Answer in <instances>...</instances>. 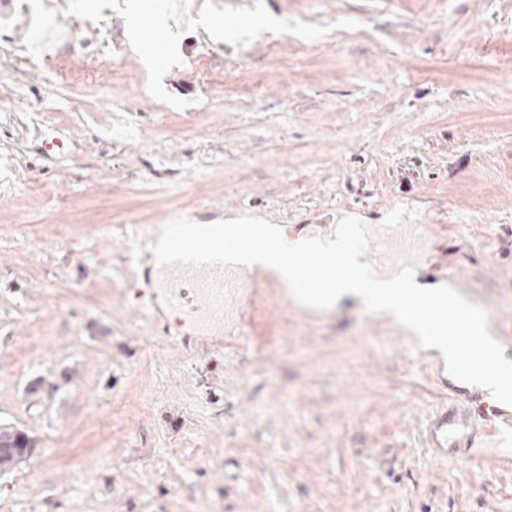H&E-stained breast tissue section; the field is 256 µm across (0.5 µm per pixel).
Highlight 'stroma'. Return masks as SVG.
<instances>
[{"label":"stroma","instance_id":"1","mask_svg":"<svg viewBox=\"0 0 512 512\" xmlns=\"http://www.w3.org/2000/svg\"><path fill=\"white\" fill-rule=\"evenodd\" d=\"M0 159V512H512L482 416L426 436L490 392L397 322L267 288L212 354L126 300L158 224L413 219L512 359V0H9ZM36 447L34 439L18 427L0 426V471H11L16 465L32 456ZM4 448H10L6 452Z\"/></svg>","mask_w":512,"mask_h":512}]
</instances>
